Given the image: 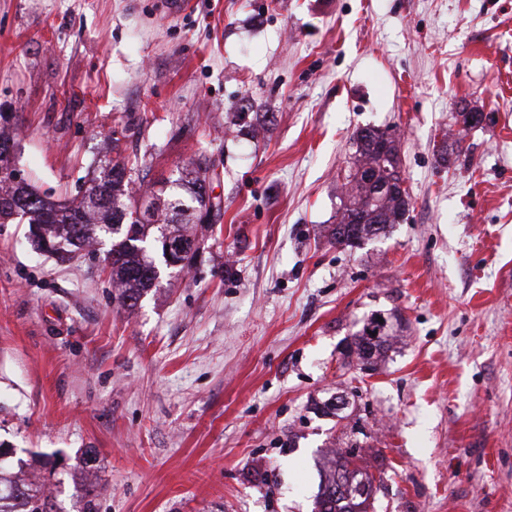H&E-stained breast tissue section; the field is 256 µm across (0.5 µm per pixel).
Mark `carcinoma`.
Instances as JSON below:
<instances>
[{
  "instance_id": "1",
  "label": "carcinoma",
  "mask_w": 512,
  "mask_h": 512,
  "mask_svg": "<svg viewBox=\"0 0 512 512\" xmlns=\"http://www.w3.org/2000/svg\"><path fill=\"white\" fill-rule=\"evenodd\" d=\"M380 129L366 127L355 135L356 150L346 177V194L336 224L329 228L331 241L340 246L357 247L388 233L400 223L407 201L402 195H376L377 183L400 181L399 147L392 144L382 151L378 146ZM213 165L199 159L192 169L176 179L161 183L151 192L157 206L140 210L129 186L141 177L138 163L115 164L82 195L55 203L40 195L28 182L6 185L0 182V223L25 217L30 224L35 249L61 260L93 245L111 242L112 287L118 289L122 306L131 309L144 292L154 285L155 261L150 255L153 242H184L197 237V208L206 189L207 174ZM379 324L373 322L354 336L356 354L378 357L383 354L387 335L372 337ZM352 461L338 453L333 471L316 500V512L358 511V502L349 497L370 493L373 483L365 471L351 468ZM55 503L43 484L19 476H6L0 466V512H55Z\"/></svg>"
}]
</instances>
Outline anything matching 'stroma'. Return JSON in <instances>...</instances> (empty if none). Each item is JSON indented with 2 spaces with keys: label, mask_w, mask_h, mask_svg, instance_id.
<instances>
[{
  "label": "stroma",
  "mask_w": 512,
  "mask_h": 512,
  "mask_svg": "<svg viewBox=\"0 0 512 512\" xmlns=\"http://www.w3.org/2000/svg\"><path fill=\"white\" fill-rule=\"evenodd\" d=\"M461 102L491 120L443 164ZM365 126L398 135L411 204L342 248ZM0 137L54 201L206 157L222 202L131 310L105 250L60 263L0 224V446L58 512L87 448L96 512H313L351 444L372 512H512V0H0ZM380 317L366 374L349 345Z\"/></svg>",
  "instance_id": "obj_1"
}]
</instances>
